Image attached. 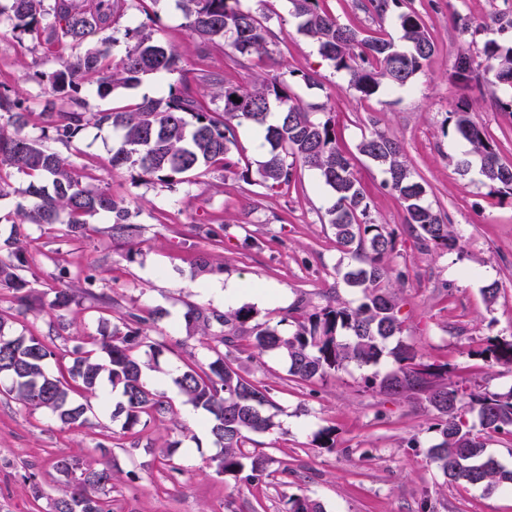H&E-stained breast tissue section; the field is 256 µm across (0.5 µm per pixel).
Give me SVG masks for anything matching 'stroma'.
Returning a JSON list of instances; mask_svg holds the SVG:
<instances>
[{"label": "stroma", "mask_w": 512, "mask_h": 512, "mask_svg": "<svg viewBox=\"0 0 512 512\" xmlns=\"http://www.w3.org/2000/svg\"><path fill=\"white\" fill-rule=\"evenodd\" d=\"M366 2L322 0L321 7L362 34L383 28L398 36L393 19H378L366 11ZM402 8L420 16L436 51L409 86L368 99L310 38L297 33L290 0H269L268 22L278 39L266 54L238 66L222 49L203 48L174 0H162L157 30L184 68L220 72L240 85L285 79L293 71L315 76L317 86L294 85L295 95L318 105V118L334 120L372 217L397 239L388 286L397 297L402 340L423 360L448 364L452 381L503 392L512 387V367L480 353L512 340V195L482 184L478 175L459 174L454 160L468 145L448 117L468 107L502 160L512 163V113L495 104L512 98V88L502 87L492 97L461 90L455 79L461 56L476 64L485 42L512 44V27L500 26L512 20V0H402ZM55 66L43 44L0 20V84L34 104L46 93L29 74ZM375 131L400 143L428 201L447 215L460 251L425 248L405 232L404 209L384 187L382 168L357 151L362 136ZM114 145L111 129L89 127L72 146L57 142L53 148L93 164L94 186L124 200L140 227L133 259L111 246V223L103 215L90 218L91 239H68L59 224L31 229L27 246L43 283L62 284L69 272L83 268L112 295L111 312L103 318L88 312L79 326L82 334L97 335L103 322H118L132 307L162 310L152 334L165 347L157 355L142 350L141 357L170 368L204 354L198 337L188 336L183 313L190 303L223 311V304L202 293L211 279L233 278L248 287L241 304L251 308L256 324L274 325L291 318L294 307L311 312L332 299L358 304L359 295L336 280L337 266L350 257L324 219L331 199L316 171L302 169L295 183L273 192L217 171L200 173L188 184H164L135 168L112 169ZM201 224L223 225L222 249L210 250L197 231ZM201 251L209 252L212 272L190 266L189 257ZM492 283L498 293L490 303L483 289ZM236 359L243 375L271 387L276 405L273 429L256 438L257 448L270 458L261 481L216 474L210 438L182 440L167 418L151 421L136 436L105 414L71 428L0 394V512H49L66 488L52 458L62 452L93 455L101 442L116 476L112 512H288L292 494L319 502L324 512H512V489L452 483L429 462L435 417L428 408L366 388L365 377L391 371L392 358L367 367L350 363L312 383L289 376L277 354L240 352ZM323 427L335 429V447H313L312 437ZM177 439L182 447L163 457L162 448ZM29 475L41 488V499L25 490Z\"/></svg>", "instance_id": "obj_1"}]
</instances>
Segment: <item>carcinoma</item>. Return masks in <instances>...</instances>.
<instances>
[{"mask_svg": "<svg viewBox=\"0 0 512 512\" xmlns=\"http://www.w3.org/2000/svg\"><path fill=\"white\" fill-rule=\"evenodd\" d=\"M126 0H0V16L14 28L44 36L47 51L58 67L48 75L37 74L49 85L50 98L35 111L23 106L18 95L0 88V171L13 169L30 178L27 197L10 213L11 229L0 240V287L12 294L20 313L72 315L70 324L87 309L112 308V297L94 290L96 279L79 270L47 292L35 284L41 272L30 267L26 257L27 226L65 225V236L90 237L88 218L105 215L112 220V242L133 245L139 227L128 222L123 201L105 188L84 182L82 169L47 147L42 140L23 133L29 124L41 125L43 133L70 144L89 125L112 129L120 146L112 153V168L135 167L159 182L185 179L199 170H218L244 181H255L268 190L297 181L303 168L318 171L334 202L325 213L336 244L350 255L347 267L336 276L357 290L360 302L352 307L334 301L311 314L294 319L295 330L281 333L267 323L253 326L249 338L258 354L277 352L288 360L290 376L314 382L326 378L346 363L360 367L376 364L387 355L395 368L384 376L365 378L366 387L390 396H404L436 414L434 443L427 457L450 482L471 485H512V470L486 453L482 438L491 434L512 436V391H469L448 378V364L424 363L413 350L397 340L402 332L397 317L398 302L387 288L396 251V238L370 217L369 203L354 174L350 157L337 145L335 123L313 116L310 107L288 93L289 83L259 79L241 86L222 74H205L211 85V101L205 105L195 90L200 76L182 65L180 56L140 23L128 31L132 43L119 61L109 51L110 30L124 12ZM189 20L191 32L205 45L224 49L234 64L268 52L276 34L267 18L243 0H175ZM297 31L317 45L319 53L337 70L349 75L350 86L364 98L383 87L411 83L435 52V44L421 18L413 11L392 14L399 0H369V10L380 19L394 16L399 40L379 30L362 35L324 12L320 0H291ZM181 73V87L119 109L90 112L81 93L95 87L101 98L118 90H133L147 76ZM457 79L496 95L499 87L512 85V45L494 40L485 43L483 60L474 69L461 58ZM240 102H235L231 96ZM457 135L470 150L456 160L465 176L477 170L481 182L502 191H512V164L499 158L483 127L469 112L453 113ZM253 126L264 133L267 159L257 169L242 164L238 130ZM358 152L383 167L384 186L404 207L405 224L416 238L436 247H453L456 236L441 214L426 202V189L413 178L400 144L379 132L361 139ZM53 294L52 300L44 296ZM160 312L149 316L131 308L112 332L87 336L71 351L68 376H55L50 363L61 351L55 344L54 322L48 334H7L0 317V383L6 394L32 412L41 411L63 424L82 427L87 414L95 413L92 398L109 383L120 400L111 418L124 417L126 432L166 416L180 427L174 401L146 375L149 364L138 356L141 347L158 352L164 343L152 340L148 330ZM252 316L245 309L224 313L186 304L184 321L190 336L205 338L206 361L184 363L172 377L180 403L192 406L207 421L208 431L220 452L211 459L218 474H237L249 468L247 478L265 475L270 459L261 451H248L253 436L271 426L268 409L273 406L271 388L244 377L231 358L237 336L232 334ZM229 331L211 332L212 323ZM477 410L478 424L463 420L465 408ZM54 470L63 476L69 490L53 499L51 512H112L110 493L114 472L105 462L80 453H62L53 458ZM290 512H321L305 496L289 498Z\"/></svg>", "mask_w": 512, "mask_h": 512, "instance_id": "1", "label": "carcinoma"}]
</instances>
